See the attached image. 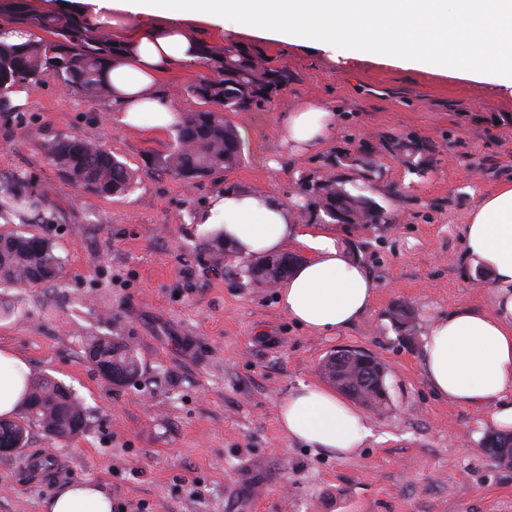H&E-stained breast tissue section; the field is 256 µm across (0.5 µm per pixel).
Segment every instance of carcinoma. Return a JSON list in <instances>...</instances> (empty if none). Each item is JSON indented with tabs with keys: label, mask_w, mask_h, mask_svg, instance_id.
Segmentation results:
<instances>
[{
	"label": "carcinoma",
	"mask_w": 512,
	"mask_h": 512,
	"mask_svg": "<svg viewBox=\"0 0 512 512\" xmlns=\"http://www.w3.org/2000/svg\"><path fill=\"white\" fill-rule=\"evenodd\" d=\"M25 32L29 38L8 43L0 38V95L17 83L39 84L51 78L89 100L108 93L112 65L129 53L125 43H117L108 32L95 27L74 11L37 13L27 0L9 3L7 24L2 29ZM195 66L200 78L187 92L208 108L182 117L176 124L172 150L153 158L152 165L174 175L187 186H194L219 171L237 167L242 161V144L235 127L226 121V112H249L272 103L295 80V73L283 65H272L255 46L228 40L217 48L202 41L196 48ZM386 149L418 169L427 162L429 149L420 141L407 138L389 142ZM51 163L64 173V179L77 183L98 196H118L128 191L131 173L123 161L101 145L82 139H59L45 148ZM359 167L362 183L349 189L341 178L298 182V219L307 223L304 213L316 206V185L325 192L322 216L325 223H336V210H345L356 219L375 218L386 223L383 209L369 196L379 171L361 157H352ZM38 200L27 193L19 177L0 182V214L37 211ZM300 258L293 254L264 256L244 266L254 284H276L288 278ZM61 259L52 242L35 234L0 236V283L16 288H32L53 280ZM89 351L96 366L115 370L128 383L139 367L131 347L108 337H96ZM361 352L339 364L321 366L325 376L339 390L363 405L378 408L387 400L385 367L374 361L369 367L359 360ZM27 416L20 422L0 421V449L13 453V446L25 447L28 426L36 424L52 438L74 436L87 425V412L62 385L38 378L30 386ZM484 448L499 464L512 465V436L491 434Z\"/></svg>",
	"instance_id": "carcinoma-1"
}]
</instances>
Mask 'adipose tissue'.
Instances as JSON below:
<instances>
[{
  "mask_svg": "<svg viewBox=\"0 0 512 512\" xmlns=\"http://www.w3.org/2000/svg\"><path fill=\"white\" fill-rule=\"evenodd\" d=\"M96 26L131 27L132 55L109 74V98L122 123L162 131L178 115L158 92L161 74L196 59L199 25L256 39L313 47L338 58L398 62L512 90V0H80ZM335 122L310 101L288 116L284 141L310 148ZM242 258L272 255L296 245L306 252L280 286L281 308L315 334L339 332L372 306L377 285L360 262L321 227L299 231L273 192L244 189L214 195L202 216ZM464 256L488 269L489 308L459 304L434 319L423 337L422 370L439 398L487 407L499 429L512 430V181L482 196L463 227ZM29 366L0 350V419L26 403ZM280 430L309 447L350 456L370 437L365 416L335 390L301 384L278 407ZM41 512H116L102 484L80 481L47 498Z\"/></svg>",
  "mask_w": 512,
  "mask_h": 512,
  "instance_id": "adipose-tissue-1",
  "label": "adipose tissue"
}]
</instances>
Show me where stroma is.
<instances>
[{"label":"stroma","instance_id":"1","mask_svg":"<svg viewBox=\"0 0 512 512\" xmlns=\"http://www.w3.org/2000/svg\"><path fill=\"white\" fill-rule=\"evenodd\" d=\"M296 79L273 104L227 113L250 131L241 164L186 186L153 167L175 131L124 126L108 97L90 102L54 80L29 86L25 106L0 112V174L27 180L51 226L0 218V234H44L62 261L37 288L0 287V348L31 376L68 388L88 412L83 433L50 439L31 426L19 452L0 454V512H41L69 484L107 485L121 512H512V466L482 448L489 410L438 398L423 374L422 337L460 303L491 305L483 274L461 260V228L482 193L512 179V91L372 60L336 61L312 48L256 40ZM176 64L160 85L179 115L200 110ZM316 100L336 114L317 147L288 150L289 112ZM412 137L431 150L417 175L386 149ZM61 138L102 145L135 173L120 196L72 185L45 148ZM362 154L381 172L372 196L387 225L338 231L377 283L376 299L333 336L300 328L277 291L251 283L243 259L214 252L198 217L224 188L275 192L294 183L357 178ZM411 332L390 319L396 304ZM135 350L140 371L115 385L86 358L90 337ZM364 351L387 367V407L367 412L373 435L339 457L288 439L276 410L320 380L330 352Z\"/></svg>","mask_w":512,"mask_h":512}]
</instances>
